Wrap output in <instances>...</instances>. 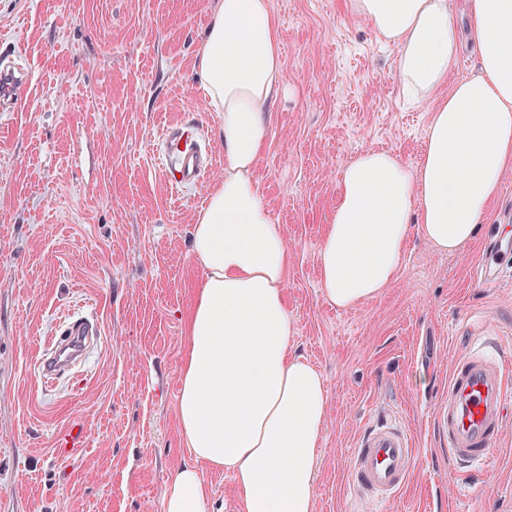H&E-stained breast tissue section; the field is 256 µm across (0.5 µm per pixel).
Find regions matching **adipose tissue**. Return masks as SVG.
<instances>
[{
    "instance_id": "ef3b65f1",
    "label": "adipose tissue",
    "mask_w": 512,
    "mask_h": 512,
    "mask_svg": "<svg viewBox=\"0 0 512 512\" xmlns=\"http://www.w3.org/2000/svg\"><path fill=\"white\" fill-rule=\"evenodd\" d=\"M346 6L397 47L404 87L431 109L417 165L369 150L343 170L318 257L321 293L340 309L396 278L412 230L442 252L471 242L512 169V0H470L479 64L457 81L449 0ZM193 69L223 119L224 180L191 235L204 279L186 323L178 413L195 463L177 471L163 512H207L204 463L231 472L242 512H314L326 382L291 350L288 247L253 176L283 88L271 0H220Z\"/></svg>"
}]
</instances>
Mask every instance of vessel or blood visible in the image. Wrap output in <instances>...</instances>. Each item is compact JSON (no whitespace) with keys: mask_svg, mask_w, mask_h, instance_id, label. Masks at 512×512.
I'll return each mask as SVG.
<instances>
[{"mask_svg":"<svg viewBox=\"0 0 512 512\" xmlns=\"http://www.w3.org/2000/svg\"><path fill=\"white\" fill-rule=\"evenodd\" d=\"M27 82L23 67H0V84L7 89L0 104H17ZM165 172L175 187L196 184L213 164L203 152L195 126L168 134ZM96 324L67 321L58 339L39 363L42 377H57L85 356L89 337L99 335ZM512 405V359L471 354L455 365L448 379V400L438 412L439 429L448 439V456L455 464L485 460L501 436L508 406ZM414 450L404 426L382 421L358 440L351 453L350 483L359 501L388 500L404 486L413 468Z\"/></svg>","mask_w":512,"mask_h":512,"instance_id":"obj_1","label":"vessel or blood"}]
</instances>
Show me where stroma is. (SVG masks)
I'll list each match as a JSON object with an SVG mask.
<instances>
[{"label": "stroma", "instance_id": "stroma-1", "mask_svg": "<svg viewBox=\"0 0 512 512\" xmlns=\"http://www.w3.org/2000/svg\"><path fill=\"white\" fill-rule=\"evenodd\" d=\"M284 89L255 169L288 243L292 351L323 375L328 408L315 512H352L350 451L399 419L409 481L376 512H512V417L470 478L452 474L437 413L471 340L512 353V278L475 282L492 235H512V172L478 237L434 250L413 232L397 278L350 309L329 305L318 254L345 165L370 149L417 163L427 104L402 91L396 49L345 0H271ZM216 0H0V63L26 64L23 111L0 112V512H162L193 464L180 432L183 319L204 270L197 210L224 178L222 118L193 65ZM196 126L215 162L171 188L167 131ZM100 328L80 366L38 362L64 320ZM73 426L81 446L64 453ZM209 512H240L231 475L202 465Z\"/></svg>", "mask_w": 512, "mask_h": 512}]
</instances>
